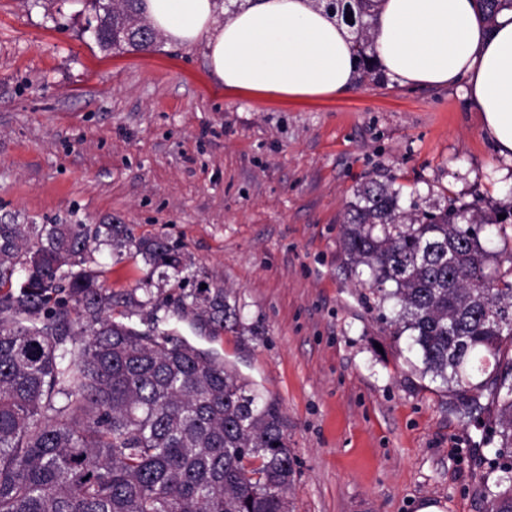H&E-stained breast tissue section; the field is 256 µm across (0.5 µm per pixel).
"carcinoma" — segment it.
Wrapping results in <instances>:
<instances>
[{"instance_id":"carcinoma-1","label":"carcinoma","mask_w":512,"mask_h":512,"mask_svg":"<svg viewBox=\"0 0 512 512\" xmlns=\"http://www.w3.org/2000/svg\"><path fill=\"white\" fill-rule=\"evenodd\" d=\"M354 29L363 76H375V0H316ZM485 19L512 0H477ZM96 44L150 47L142 0H92ZM392 184L362 183L339 230L350 271L422 373L470 401L487 391L486 512H512V251L495 268L481 237L506 233L512 210L476 221L449 202L404 210ZM506 215L498 219L499 214ZM131 245L153 268L188 270L178 248L138 241L124 224H0V512H288L293 457L279 408L224 362L171 333L104 316L112 294L88 266L95 240ZM219 332L239 326L215 286L176 296ZM75 318H70V315Z\"/></svg>"}]
</instances>
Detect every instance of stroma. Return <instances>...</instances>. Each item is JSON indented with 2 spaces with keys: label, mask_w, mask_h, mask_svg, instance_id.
<instances>
[{
  "label": "stroma",
  "mask_w": 512,
  "mask_h": 512,
  "mask_svg": "<svg viewBox=\"0 0 512 512\" xmlns=\"http://www.w3.org/2000/svg\"><path fill=\"white\" fill-rule=\"evenodd\" d=\"M85 0H0V221L125 224L190 257L235 302L238 331L182 314L134 249L92 244L112 316L157 319L278 403L290 512H485L481 433L421 372L338 241L354 191L400 204L512 207L499 156L456 87L387 75L343 97L230 92L203 46L104 52Z\"/></svg>",
  "instance_id": "35a3bbf8"
}]
</instances>
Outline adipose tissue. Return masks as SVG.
<instances>
[{
  "mask_svg": "<svg viewBox=\"0 0 512 512\" xmlns=\"http://www.w3.org/2000/svg\"><path fill=\"white\" fill-rule=\"evenodd\" d=\"M169 42L206 46L226 89L285 99L341 97L356 86L346 25L310 0H258L220 17L216 0H144ZM376 57L401 85L461 86L482 131L512 157V10L487 23L475 0H379Z\"/></svg>",
  "mask_w": 512,
  "mask_h": 512,
  "instance_id": "1",
  "label": "adipose tissue"
}]
</instances>
